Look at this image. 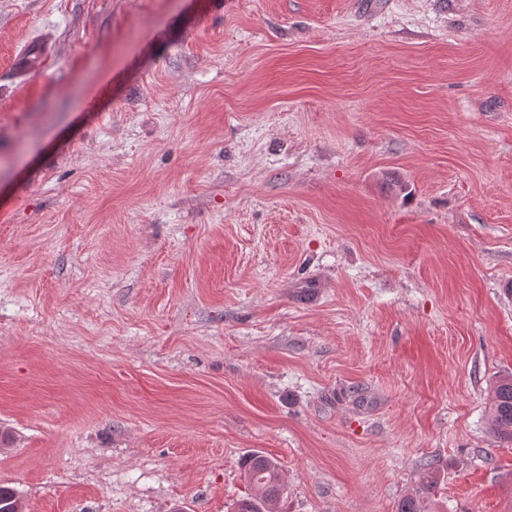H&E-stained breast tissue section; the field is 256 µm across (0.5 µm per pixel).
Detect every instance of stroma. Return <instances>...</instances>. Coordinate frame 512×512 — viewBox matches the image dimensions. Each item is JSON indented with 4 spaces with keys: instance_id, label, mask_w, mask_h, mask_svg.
<instances>
[{
    "instance_id": "35a3bbf8",
    "label": "stroma",
    "mask_w": 512,
    "mask_h": 512,
    "mask_svg": "<svg viewBox=\"0 0 512 512\" xmlns=\"http://www.w3.org/2000/svg\"><path fill=\"white\" fill-rule=\"evenodd\" d=\"M507 374L512 0H0L25 512H512ZM51 53V46L37 36L31 38L19 55L17 62L18 74L29 79L42 72V65ZM489 425L495 437L512 440V375L498 379L493 388ZM243 476L250 496L233 504L234 512H273L284 492L282 471L278 461L270 456L251 453L242 462ZM437 483L433 471H428L423 476L421 488L416 495L404 498L399 503L397 512H440L435 499Z\"/></svg>"
}]
</instances>
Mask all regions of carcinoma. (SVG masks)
Wrapping results in <instances>:
<instances>
[{"mask_svg":"<svg viewBox=\"0 0 512 512\" xmlns=\"http://www.w3.org/2000/svg\"><path fill=\"white\" fill-rule=\"evenodd\" d=\"M489 425L495 437L512 440V375L498 379L493 388ZM242 468L251 493L233 504V512H271V506L279 502L284 492L280 464L270 456L251 453L243 460ZM436 488L434 473H426L419 491L404 498L397 512H440ZM0 512H25V503L17 490L2 484Z\"/></svg>","mask_w":512,"mask_h":512,"instance_id":"obj_1","label":"carcinoma"}]
</instances>
